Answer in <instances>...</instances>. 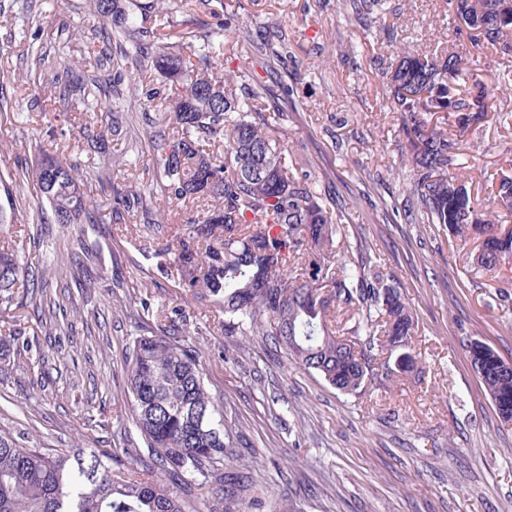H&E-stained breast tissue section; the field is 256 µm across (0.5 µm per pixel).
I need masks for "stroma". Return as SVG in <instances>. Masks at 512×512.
<instances>
[{"instance_id":"stroma-1","label":"stroma","mask_w":512,"mask_h":512,"mask_svg":"<svg viewBox=\"0 0 512 512\" xmlns=\"http://www.w3.org/2000/svg\"><path fill=\"white\" fill-rule=\"evenodd\" d=\"M161 33L175 34L196 17L201 35L219 27L260 36L270 22L284 28L276 75L260 53L228 63L235 80L259 79L279 99L271 122L292 157L310 171L316 193L343 205L342 231L351 248L377 257L415 317L411 371L345 394L269 353L261 337L225 335L224 315L179 288L173 267L180 219L155 194L137 215L115 219L111 184H152L149 136L164 114L145 92L161 82L130 43L111 36L90 0H0V174L34 153L35 143L70 158L80 172L100 168L86 182L96 224H47L40 241L24 231L36 203L31 189L0 192L12 204L8 236L21 262L38 267L63 311L45 334L34 302L21 308L15 330L0 327V355L20 354L24 365L0 372V429L29 448H88L121 452L139 441L128 413L126 356L138 332L126 311L144 320L176 319L200 353L210 392L226 419L241 429L236 465L251 469L264 512H512V422H503L465 355L464 342L482 339L512 361V270L473 273L474 243L436 235L427 224H402L377 209L378 200L403 199L410 188L401 162L407 148L402 119L386 98L376 55L394 63L397 49L441 54L458 48L483 65V80L500 78L495 102L463 151L475 168L474 188L512 166V53L474 47L458 35L445 0H381L356 16L346 0H154ZM49 60L65 58L69 79L96 77L113 90L127 121L119 139L102 148L50 138L48 128L89 121L59 100L53 85L32 86L29 45ZM88 47L100 65L84 60ZM22 122H15V115ZM91 281L80 289V281ZM92 412L95 425L82 415Z\"/></svg>"}]
</instances>
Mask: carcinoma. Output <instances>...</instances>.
Returning a JSON list of instances; mask_svg holds the SVG:
<instances>
[{
    "mask_svg": "<svg viewBox=\"0 0 512 512\" xmlns=\"http://www.w3.org/2000/svg\"><path fill=\"white\" fill-rule=\"evenodd\" d=\"M471 39L512 53V0H446ZM95 12L132 38L144 66L174 87L160 99L169 129L151 136L156 183L181 206L208 201L185 214L177 238L179 286L199 301H224V334L259 336L305 371L344 394H358L379 357L398 353L401 371L413 360L404 351L415 320L392 276L365 256L336 255L341 219L311 187L308 173H293L288 153L265 113L271 110L262 81L239 98L227 77L199 67L206 57L190 29L167 42L150 11L135 17L126 0H93ZM477 63L457 52L429 56L403 51L390 71L392 111L400 113L411 172L403 216L410 224H437L467 243L479 240L472 268L492 271L512 261V176L500 174L482 198L472 191V167L460 145L485 121L495 88L476 73ZM83 101L103 113L97 130L73 126L75 140L117 132L119 116L101 99L95 79L80 83ZM444 115L448 126L433 121ZM32 183L39 204L58 224H82L94 204L82 190L78 167L41 148L31 165L9 182ZM127 212L146 205L147 194L112 184ZM38 274L0 243V307L12 288H35ZM171 324L140 335L127 358L131 420L145 448L123 452L150 460L160 473L132 467L114 472L110 454L92 450L49 452L24 447L0 429V512H198L204 492L211 512H252L261 504L249 470L232 464L235 449L224 407L206 387L196 347ZM497 413H512V367L486 342L465 344Z\"/></svg>",
    "mask_w": 512,
    "mask_h": 512,
    "instance_id": "obj_1",
    "label": "carcinoma"
}]
</instances>
